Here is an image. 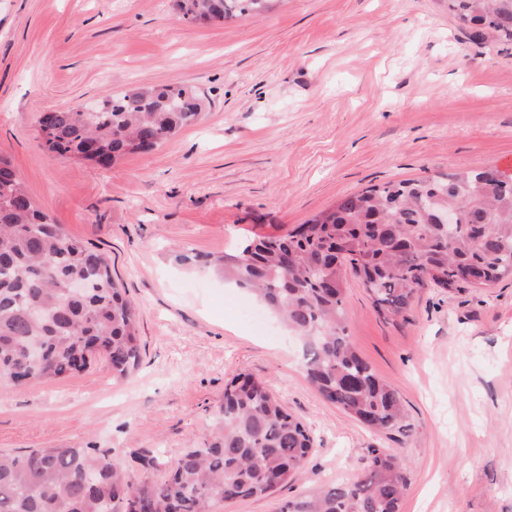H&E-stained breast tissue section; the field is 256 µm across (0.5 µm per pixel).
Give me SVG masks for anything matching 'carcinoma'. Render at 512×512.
Masks as SVG:
<instances>
[{
    "label": "carcinoma",
    "mask_w": 512,
    "mask_h": 512,
    "mask_svg": "<svg viewBox=\"0 0 512 512\" xmlns=\"http://www.w3.org/2000/svg\"><path fill=\"white\" fill-rule=\"evenodd\" d=\"M274 0H173L183 19L263 14ZM463 28L512 41V0H448ZM203 101L180 86L137 88L91 110L51 113L47 150L109 166L162 145L196 121ZM458 223H438L448 209ZM284 236L246 241L234 254L178 259L252 293L303 342L308 382L328 402L381 432L410 431L398 392L355 351L345 323V272L380 315L405 313L421 288H493L512 279V177L496 169L371 185ZM80 282L82 292H71ZM138 313L108 258L37 209L0 158V378L47 381L85 370L104 352L112 375L138 366ZM38 348L33 359L28 349ZM218 429L170 467L135 454L131 475L110 448H35L0 454V512H214L217 503L271 496L299 479L314 447L269 382L239 373L216 405ZM406 462L368 449L363 474L285 502L280 512H401Z\"/></svg>",
    "instance_id": "cac0c4a2"
}]
</instances>
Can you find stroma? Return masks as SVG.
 Listing matches in <instances>:
<instances>
[{
    "label": "stroma",
    "mask_w": 512,
    "mask_h": 512,
    "mask_svg": "<svg viewBox=\"0 0 512 512\" xmlns=\"http://www.w3.org/2000/svg\"><path fill=\"white\" fill-rule=\"evenodd\" d=\"M204 98L197 123L107 167L49 154L43 113L136 87ZM0 157L66 234L99 247L134 301L142 354L0 385V451L109 448L174 461L215 430L226 380H270L316 443L303 476L215 512H279L361 476L369 448L409 460L402 512H512V281L420 289L378 315L348 278L358 354L412 430L377 434L307 382L302 348L245 290L175 261L282 236L365 187L447 171L512 174V43L461 30L446 0H279L196 23L172 0H0Z\"/></svg>",
    "instance_id": "stroma-1"
}]
</instances>
